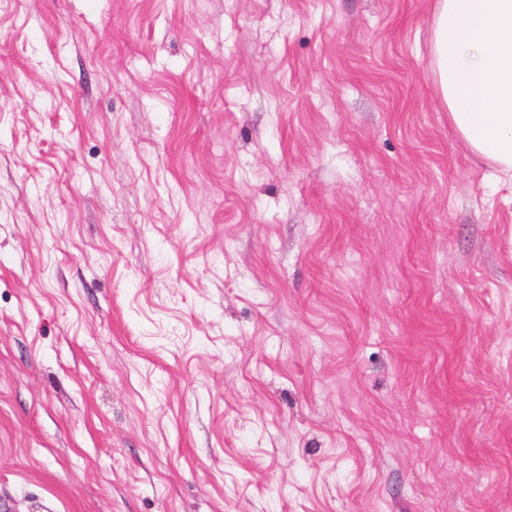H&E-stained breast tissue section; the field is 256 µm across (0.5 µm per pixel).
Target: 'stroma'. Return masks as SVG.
I'll return each instance as SVG.
<instances>
[{
  "label": "stroma",
  "instance_id": "stroma-1",
  "mask_svg": "<svg viewBox=\"0 0 512 512\" xmlns=\"http://www.w3.org/2000/svg\"><path fill=\"white\" fill-rule=\"evenodd\" d=\"M435 0H0L9 512H512V183Z\"/></svg>",
  "mask_w": 512,
  "mask_h": 512
}]
</instances>
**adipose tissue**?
<instances>
[{
    "label": "adipose tissue",
    "instance_id": "obj_1",
    "mask_svg": "<svg viewBox=\"0 0 512 512\" xmlns=\"http://www.w3.org/2000/svg\"><path fill=\"white\" fill-rule=\"evenodd\" d=\"M433 56L449 121L512 178V0H436Z\"/></svg>",
    "mask_w": 512,
    "mask_h": 512
}]
</instances>
